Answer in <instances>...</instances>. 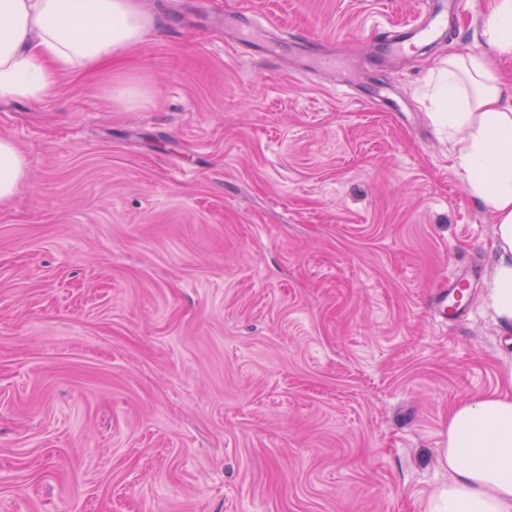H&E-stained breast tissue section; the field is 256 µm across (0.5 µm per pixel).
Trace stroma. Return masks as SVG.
<instances>
[{"instance_id":"stroma-1","label":"stroma","mask_w":512,"mask_h":512,"mask_svg":"<svg viewBox=\"0 0 512 512\" xmlns=\"http://www.w3.org/2000/svg\"><path fill=\"white\" fill-rule=\"evenodd\" d=\"M162 4L105 73L0 100L27 159L0 208V512H419L449 408L512 364L495 220L425 95L442 58L493 56L489 0L394 60L376 38L420 0ZM243 6L278 54L226 38ZM319 55L369 64L298 78Z\"/></svg>"}]
</instances>
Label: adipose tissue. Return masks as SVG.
Here are the masks:
<instances>
[{
    "mask_svg": "<svg viewBox=\"0 0 512 512\" xmlns=\"http://www.w3.org/2000/svg\"><path fill=\"white\" fill-rule=\"evenodd\" d=\"M144 0H0V99L40 101L60 78L95 72L156 30ZM483 37L512 55V0H492ZM432 83L433 118L448 131L470 192L496 218L490 305L512 332V85L481 56H449ZM24 154L0 138V206L25 178ZM504 390L454 405L438 460L448 471L423 512H512V366Z\"/></svg>",
    "mask_w": 512,
    "mask_h": 512,
    "instance_id": "1",
    "label": "adipose tissue"
}]
</instances>
